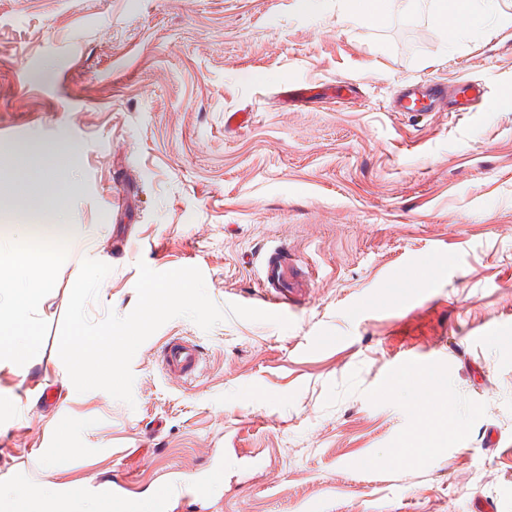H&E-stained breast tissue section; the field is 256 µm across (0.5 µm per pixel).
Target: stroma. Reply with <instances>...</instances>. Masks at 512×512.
I'll list each match as a JSON object with an SVG mask.
<instances>
[{"label":"stroma","mask_w":512,"mask_h":512,"mask_svg":"<svg viewBox=\"0 0 512 512\" xmlns=\"http://www.w3.org/2000/svg\"><path fill=\"white\" fill-rule=\"evenodd\" d=\"M478 11L455 40L432 0L380 23L346 0H0V225L29 221L13 151L74 153L39 215L73 232L32 345L0 362V486L25 488L29 466L62 492L130 473L141 501L165 476L202 482L203 512H512V0ZM463 79L496 104L387 109L410 83ZM336 81L352 95L277 98ZM279 245L311 274L291 327L178 317L136 351L133 404L76 391L58 348L84 259L112 268L99 321L134 309L141 261L255 306ZM410 267L407 306L392 284ZM172 336L200 345L194 380L162 371ZM437 416L448 439L402 456Z\"/></svg>","instance_id":"35a3bbf8"}]
</instances>
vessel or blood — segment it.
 Wrapping results in <instances>:
<instances>
[{
    "label": "vessel or blood",
    "mask_w": 512,
    "mask_h": 512,
    "mask_svg": "<svg viewBox=\"0 0 512 512\" xmlns=\"http://www.w3.org/2000/svg\"><path fill=\"white\" fill-rule=\"evenodd\" d=\"M447 97L453 102V111L467 112L473 103L484 100L485 91L473 81L452 87L417 82L405 87L395 109L399 112H430L437 99ZM262 272V301L268 304L270 312L288 314L293 309L294 299L305 291L307 271L291 264L283 249L276 247L266 253ZM160 359L165 373L177 380H191L202 370L203 357L199 345L184 337H170L161 347ZM196 507L192 495L184 490L180 481L174 479L162 484L153 503L155 512H195Z\"/></svg>",
    "instance_id": "1"
}]
</instances>
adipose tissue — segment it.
I'll return each instance as SVG.
<instances>
[{"label": "adipose tissue", "mask_w": 512, "mask_h": 512, "mask_svg": "<svg viewBox=\"0 0 512 512\" xmlns=\"http://www.w3.org/2000/svg\"><path fill=\"white\" fill-rule=\"evenodd\" d=\"M26 230L28 234L43 237L46 246L38 252L0 248V268H6L16 283L6 308H0V359L12 358L25 349L23 336L27 312L33 301L49 287L48 281L31 274L35 258L52 259L54 241L68 237L72 227L68 224H30ZM83 499L82 492L76 488L66 496H59L47 482L36 490L22 493L0 488V512H78L77 507Z\"/></svg>", "instance_id": "obj_1"}]
</instances>
